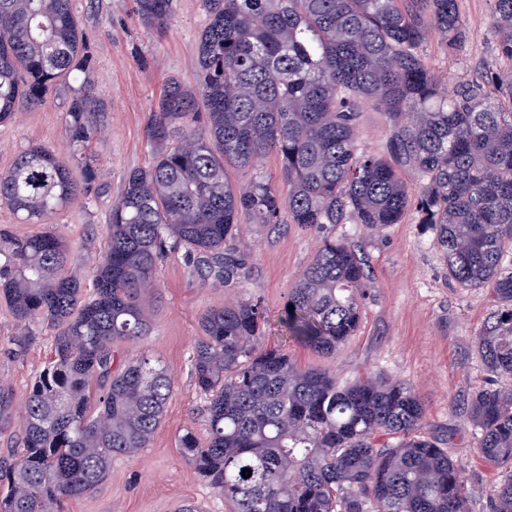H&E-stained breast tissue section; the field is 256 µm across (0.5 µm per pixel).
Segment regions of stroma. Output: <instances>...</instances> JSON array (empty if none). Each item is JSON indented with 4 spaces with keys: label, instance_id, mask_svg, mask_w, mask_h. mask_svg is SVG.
Listing matches in <instances>:
<instances>
[{
    "label": "stroma",
    "instance_id": "obj_1",
    "mask_svg": "<svg viewBox=\"0 0 512 512\" xmlns=\"http://www.w3.org/2000/svg\"><path fill=\"white\" fill-rule=\"evenodd\" d=\"M467 34L463 49L451 54L437 34H429L423 56L448 90L485 72L512 75V61L499 55L489 0H456ZM83 20L86 54L94 90L109 108L106 134L84 149V164L105 185L91 200H77L55 217L56 229L69 241L73 264L91 281L101 259L106 217L117 199L123 176L152 165L147 126L169 79L197 82L193 60L207 23L202 0H175L164 32L145 28L135 0H75ZM67 91L49 92L44 105L18 113L0 126V172L7 170L29 144L71 161L73 147L65 131ZM390 120L364 105L356 128L361 151L386 152ZM337 238L356 242L372 273L364 291L357 331L332 357L286 343L278 319L290 286L312 260L320 239L313 230L282 217L279 224H244L240 245L250 256L251 274L243 287H226L203 279L181 253H170L155 270L156 286L145 297L153 328L135 342L114 344L116 363L149 354L163 361L173 388L163 420L149 448L135 457L118 456L103 481L88 495L66 500L63 512H177L192 501L204 512H231L215 488L202 479L180 451L186 429L203 432L205 399L191 371V356L201 338L206 311L233 300H252L267 313L261 344L287 347L300 366L326 368L352 380L384 375L412 385L425 414L423 427L457 459L470 493L472 512H490L500 472L477 452L480 434L468 418L472 396L493 376L478 353L476 338L505 304L490 288H464L448 277L431 225L409 210L401 223L380 231L360 224H340ZM52 331L35 321L22 326L0 300V383L24 400L35 375L51 356Z\"/></svg>",
    "mask_w": 512,
    "mask_h": 512
}]
</instances>
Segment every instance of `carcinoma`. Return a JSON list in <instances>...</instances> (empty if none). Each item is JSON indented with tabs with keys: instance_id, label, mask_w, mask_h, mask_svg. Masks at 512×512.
Instances as JSON below:
<instances>
[{
	"instance_id": "carcinoma-1",
	"label": "carcinoma",
	"mask_w": 512,
	"mask_h": 512,
	"mask_svg": "<svg viewBox=\"0 0 512 512\" xmlns=\"http://www.w3.org/2000/svg\"><path fill=\"white\" fill-rule=\"evenodd\" d=\"M174 0H135L147 28L167 24ZM197 84L173 78L153 112L154 164L130 170L113 202L93 288L65 272L57 231L0 229V298L21 324L45 323L52 357L22 411L0 385V434L21 418L19 451L0 459V512H54L94 490L112 457H135L161 424L173 380L142 355L114 366L112 345L152 322L143 297L158 262L184 250L224 286L250 275L240 224H277L283 213L319 234L320 246L288 293L285 336L331 355L357 330L369 266L333 235L353 222L377 231L410 209L431 224L464 288L512 301V78L497 73L442 87L421 48L436 30L452 53L466 40L456 0H202ZM74 0H0V124L70 87L65 127L81 150L105 132L93 95ZM498 53L512 60V0H492ZM387 113L388 156L359 151L362 104ZM278 156L287 191L257 172ZM253 171L234 186L227 167ZM417 174L412 197L400 168ZM99 193L48 148L31 144L0 172V205L24 224H47L77 198ZM260 304L207 311L191 359L207 396L205 439L178 440L232 512H469L462 469L422 428L413 387L375 375L343 382L260 346ZM486 369L512 377V308L477 339ZM469 420L478 452L502 469L490 512H512V387H485ZM252 470L242 476V469Z\"/></svg>"
}]
</instances>
